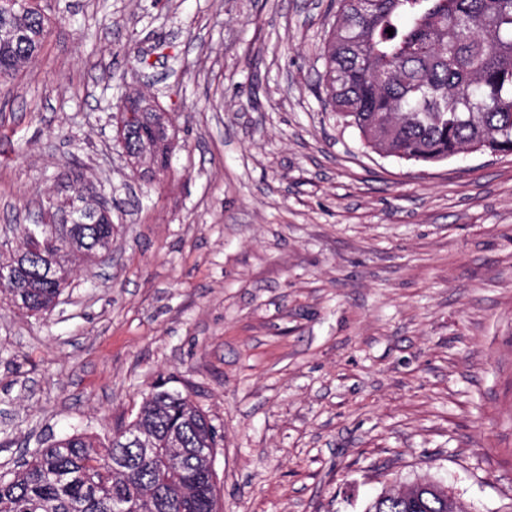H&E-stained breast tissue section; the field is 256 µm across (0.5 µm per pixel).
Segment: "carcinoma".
<instances>
[{"label": "carcinoma", "instance_id": "1", "mask_svg": "<svg viewBox=\"0 0 512 512\" xmlns=\"http://www.w3.org/2000/svg\"><path fill=\"white\" fill-rule=\"evenodd\" d=\"M325 48L322 99L366 145L434 164L470 148L512 152V0H339ZM393 28V35L387 29ZM52 29L38 0H0V82L41 52ZM126 148L152 166L169 165L175 132L145 97L118 106ZM53 229L26 224L23 247L7 262L19 274L0 293L26 312L48 311L66 279L48 267L90 257L112 243V221ZM152 437L144 457L122 432ZM176 436L179 452L171 453ZM216 427L188 393L154 385L135 418L106 443L73 433L42 447L0 479V512H217L216 484L202 473L197 448H217ZM365 512H464L435 484L415 503L378 495Z\"/></svg>", "mask_w": 512, "mask_h": 512}]
</instances>
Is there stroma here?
Returning <instances> with one entry per match:
<instances>
[{
	"label": "stroma",
	"instance_id": "obj_1",
	"mask_svg": "<svg viewBox=\"0 0 512 512\" xmlns=\"http://www.w3.org/2000/svg\"><path fill=\"white\" fill-rule=\"evenodd\" d=\"M0 85V260L67 191L112 256L43 315L0 301V474L111 436L161 379L220 435L219 512H364L390 485L512 512V154L367 148L316 90L329 0H45ZM178 129L131 167L122 95Z\"/></svg>",
	"mask_w": 512,
	"mask_h": 512
}]
</instances>
